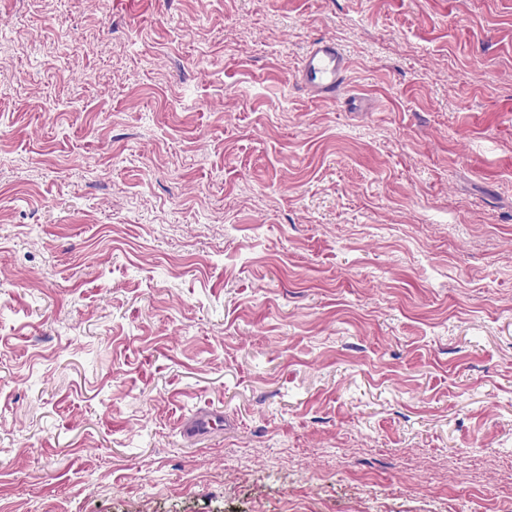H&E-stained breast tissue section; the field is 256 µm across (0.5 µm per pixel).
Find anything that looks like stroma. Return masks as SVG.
Here are the masks:
<instances>
[{
	"label": "stroma",
	"mask_w": 512,
	"mask_h": 512,
	"mask_svg": "<svg viewBox=\"0 0 512 512\" xmlns=\"http://www.w3.org/2000/svg\"><path fill=\"white\" fill-rule=\"evenodd\" d=\"M0 512H512V0H0ZM349 70L350 60L337 44L317 40L306 51L296 79L317 99L336 98L350 105L352 96L346 93Z\"/></svg>",
	"instance_id": "stroma-1"
}]
</instances>
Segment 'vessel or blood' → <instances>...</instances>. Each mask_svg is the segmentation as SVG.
I'll use <instances>...</instances> for the list:
<instances>
[{"label":"vessel or blood","mask_w":512,"mask_h":512,"mask_svg":"<svg viewBox=\"0 0 512 512\" xmlns=\"http://www.w3.org/2000/svg\"><path fill=\"white\" fill-rule=\"evenodd\" d=\"M350 60L337 44L314 41L306 51L296 79L318 99H346Z\"/></svg>","instance_id":"1"}]
</instances>
